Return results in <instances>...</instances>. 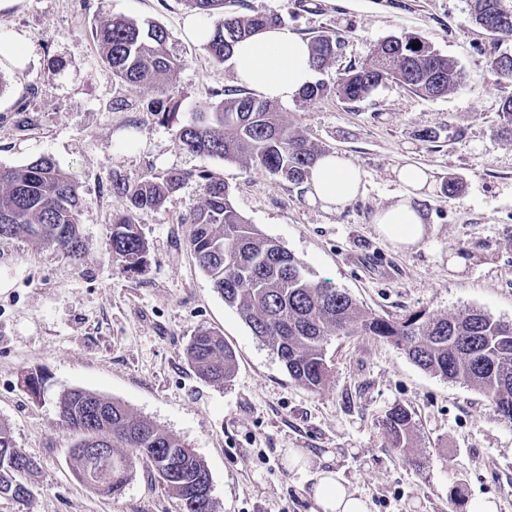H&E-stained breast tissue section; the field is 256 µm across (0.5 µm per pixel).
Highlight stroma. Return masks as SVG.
<instances>
[{"mask_svg": "<svg viewBox=\"0 0 512 512\" xmlns=\"http://www.w3.org/2000/svg\"><path fill=\"white\" fill-rule=\"evenodd\" d=\"M226 9L278 14L307 40L335 31L338 53L315 74L329 85L403 33L455 59L464 77L434 98L389 82L357 102H275L284 123L362 171L364 193L326 212L303 185L202 158L176 138L178 126L213 111L217 91L238 86L229 65L186 36L184 0H0V31L25 38L21 64L0 57V166L52 158L78 186L86 245L75 263L32 239L0 240V423L39 465L30 499L0 497V512H180L146 461L117 496L77 476L75 436L58 413L74 388L123 403L192 448L210 471L216 512H313V477L327 465L371 512H467L477 498L512 512V423L479 390L424 372L363 334L330 337L323 391L291 380L195 262L185 220L203 202L197 182L138 213L149 244L141 271L124 272L109 245L112 219L126 206L113 178L135 183L203 167L312 279L332 281L368 310L395 319L480 309L512 322V133L500 119L512 80L489 66L512 41L476 25L467 0H229ZM115 14L167 30L181 65L164 90L115 82L100 61L92 30ZM165 95L177 104L174 117L154 111ZM406 163L426 167L432 183L419 203L426 237L414 249L394 247L374 224L397 201L395 170ZM451 177L462 184L452 197L443 190ZM465 251L470 261L454 268ZM202 328L222 333L237 354L228 384L201 380L185 357ZM36 372L47 378L38 398L25 385ZM398 404L414 414L412 453L422 467L384 437L382 420ZM292 451L300 468L288 465Z\"/></svg>", "mask_w": 512, "mask_h": 512, "instance_id": "stroma-1", "label": "stroma"}]
</instances>
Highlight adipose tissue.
Returning <instances> with one entry per match:
<instances>
[{"mask_svg": "<svg viewBox=\"0 0 512 512\" xmlns=\"http://www.w3.org/2000/svg\"><path fill=\"white\" fill-rule=\"evenodd\" d=\"M228 62L239 84L270 101H292L314 81L307 42L283 27L235 44ZM398 178L404 186L400 199L380 210L375 224L378 233L394 245L412 248L425 238L424 215L415 201L430 188V176L427 169L410 163L399 168ZM305 190L310 201L337 211L363 192V175L347 156L329 153L311 168ZM313 497L317 512H370L368 500L330 469L317 473Z\"/></svg>", "mask_w": 512, "mask_h": 512, "instance_id": "obj_1", "label": "adipose tissue"}]
</instances>
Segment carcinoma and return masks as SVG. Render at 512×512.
Masks as SVG:
<instances>
[{"mask_svg": "<svg viewBox=\"0 0 512 512\" xmlns=\"http://www.w3.org/2000/svg\"><path fill=\"white\" fill-rule=\"evenodd\" d=\"M184 2L195 14L214 20L206 48L218 64L238 41L283 24L275 14H229L227 0ZM469 7L480 28L491 24L498 39L512 38V0H469ZM93 38L101 61L123 84L162 90L165 75L178 66L166 51L167 32L153 23L113 16L95 27ZM337 43L334 32L311 38L314 70L335 58ZM417 43L420 48H413ZM489 66L512 77V55H496ZM462 78L454 59L402 34L381 42L368 61L345 69L333 86L310 85L302 98L312 101L334 93L355 102L386 82L439 97ZM219 95L222 99L214 111L200 113L178 129L179 140L204 158L240 161L291 184L304 183L323 148L281 122L270 101L240 89ZM190 179L200 184L205 196L204 204L186 220L199 267L224 303L276 353L295 383L313 392L325 389L332 372L326 352L330 337L377 336L402 349L423 371L475 387L501 418L512 423V322L477 309L441 316L420 311L395 320L379 316L348 292L312 280L303 262L241 216L229 187L204 168L134 184L113 180L112 190L128 202L126 212L113 218L109 236L112 254L124 270L137 273L147 261L148 242L136 222L137 212L161 209ZM79 211L77 184L51 158L0 166V238L27 236L77 262L85 250ZM186 358L209 383L227 384L237 369L233 347L208 329L191 338ZM58 409L62 426L78 436L77 447L112 449L108 461L72 453L79 476L99 492H122L141 458L180 501L182 512H216L212 494L204 492L211 483L207 466L160 425L83 389L63 393ZM382 426L390 447L407 456L416 433L412 413L396 405L387 411ZM38 470L1 423L0 496L27 500Z\"/></svg>", "mask_w": 512, "mask_h": 512, "instance_id": "obj_1", "label": "carcinoma"}]
</instances>
